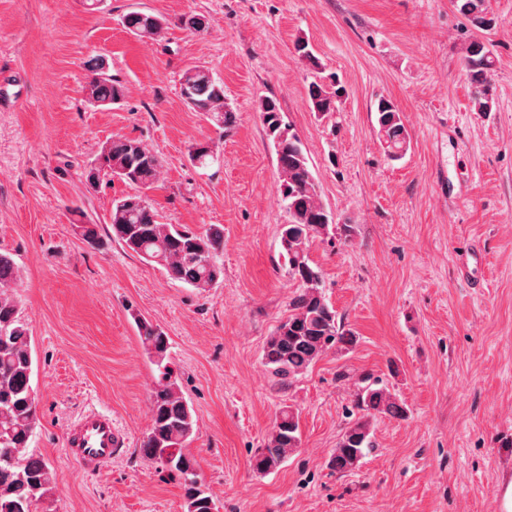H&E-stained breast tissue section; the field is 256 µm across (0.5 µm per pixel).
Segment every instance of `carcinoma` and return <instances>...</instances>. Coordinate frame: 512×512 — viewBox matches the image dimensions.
Instances as JSON below:
<instances>
[{
    "instance_id": "cac0c4a2",
    "label": "carcinoma",
    "mask_w": 512,
    "mask_h": 512,
    "mask_svg": "<svg viewBox=\"0 0 512 512\" xmlns=\"http://www.w3.org/2000/svg\"><path fill=\"white\" fill-rule=\"evenodd\" d=\"M452 2L471 27L491 26L487 0ZM123 24L138 37L155 39L164 30L162 18L142 11L124 15ZM494 67V58L482 41L474 39L465 46L462 68L472 84V106L477 112L492 111ZM90 71L87 88L92 101L106 107L122 99L123 86L111 74L95 63ZM181 84L186 86L182 98L188 108L211 116L226 131L235 125L236 112L224 101L220 82L204 72L187 71ZM341 94L334 73L318 74L308 85L310 107L323 116L338 110ZM259 112L274 144L280 191L288 214L286 224L281 226V256L289 279L297 284L290 314L269 336L263 353L267 371L286 388L328 349L350 350L356 335L345 328L326 299L322 269L309 257L310 242L329 235L333 217L320 200L304 144L284 123L277 99L263 98ZM375 112L384 152L391 160L401 159L409 148L410 136L397 106L381 97ZM160 168L158 157L138 139L119 136L102 148L98 171L138 189L112 202L111 237L140 258L163 266L172 279L207 292L224 281V268L217 261L224 245V227L211 224L202 231H193L160 222L158 212L139 193L157 181ZM14 274L12 256L0 252V512H43L52 496L55 476L41 457L28 451L38 422V402L31 385L34 360L30 330L19 301L9 292ZM131 316L144 350L159 371L149 396L151 426L139 453L145 461L178 479L187 512H218L197 461L187 449V443L199 432L198 418L170 368L169 338L160 326L140 314L133 312ZM380 415L400 418L405 416V408L383 381L365 375L355 392L348 426L329 460L331 469L351 472L375 449L370 420ZM300 442L298 416L285 407L279 411L267 443L252 456V469L266 474L278 468Z\"/></svg>"
}]
</instances>
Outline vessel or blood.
Listing matches in <instances>:
<instances>
[{
    "label": "vessel or blood",
    "instance_id": "vessel-or-blood-1",
    "mask_svg": "<svg viewBox=\"0 0 512 512\" xmlns=\"http://www.w3.org/2000/svg\"><path fill=\"white\" fill-rule=\"evenodd\" d=\"M128 437L111 414L88 410L66 424L63 445L67 456L84 474L94 475L111 463L125 447Z\"/></svg>",
    "mask_w": 512,
    "mask_h": 512
}]
</instances>
